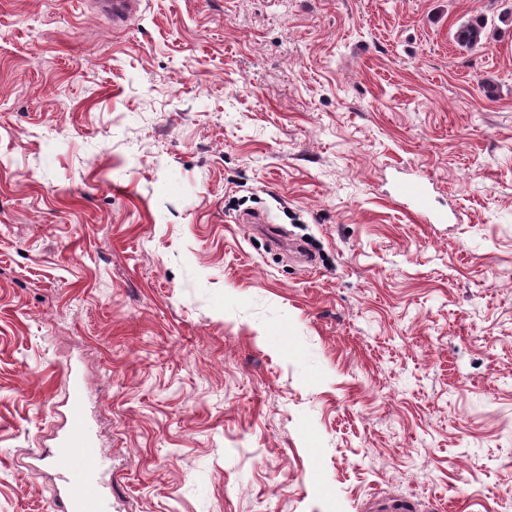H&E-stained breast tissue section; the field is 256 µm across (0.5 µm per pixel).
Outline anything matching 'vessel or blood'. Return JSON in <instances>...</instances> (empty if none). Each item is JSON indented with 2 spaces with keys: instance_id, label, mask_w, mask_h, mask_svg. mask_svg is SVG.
Instances as JSON below:
<instances>
[{
  "instance_id": "obj_1",
  "label": "vessel or blood",
  "mask_w": 512,
  "mask_h": 512,
  "mask_svg": "<svg viewBox=\"0 0 512 512\" xmlns=\"http://www.w3.org/2000/svg\"><path fill=\"white\" fill-rule=\"evenodd\" d=\"M102 14L114 24L130 21L140 8V0H97ZM394 196L405 201L412 212L437 223L448 216L435 211L428 183L419 177L402 178L394 184ZM63 461V486L59 493L60 512H108V500L100 487L104 460L92 437L88 420L74 412L58 449Z\"/></svg>"
}]
</instances>
